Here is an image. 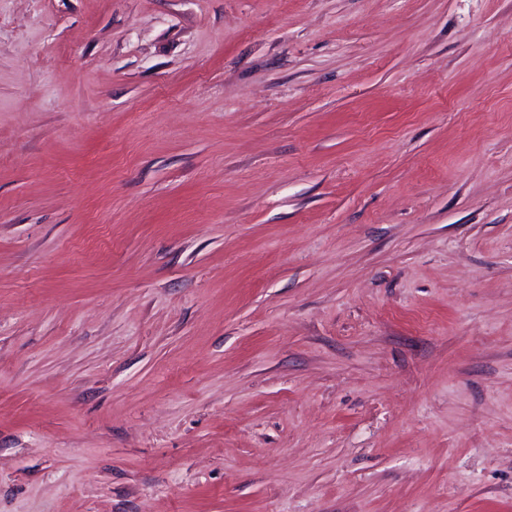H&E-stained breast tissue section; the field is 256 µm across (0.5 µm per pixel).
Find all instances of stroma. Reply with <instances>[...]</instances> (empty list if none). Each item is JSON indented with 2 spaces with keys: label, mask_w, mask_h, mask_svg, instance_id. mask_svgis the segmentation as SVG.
<instances>
[{
  "label": "stroma",
  "mask_w": 512,
  "mask_h": 512,
  "mask_svg": "<svg viewBox=\"0 0 512 512\" xmlns=\"http://www.w3.org/2000/svg\"><path fill=\"white\" fill-rule=\"evenodd\" d=\"M0 512H512V0H0Z\"/></svg>",
  "instance_id": "obj_1"
}]
</instances>
